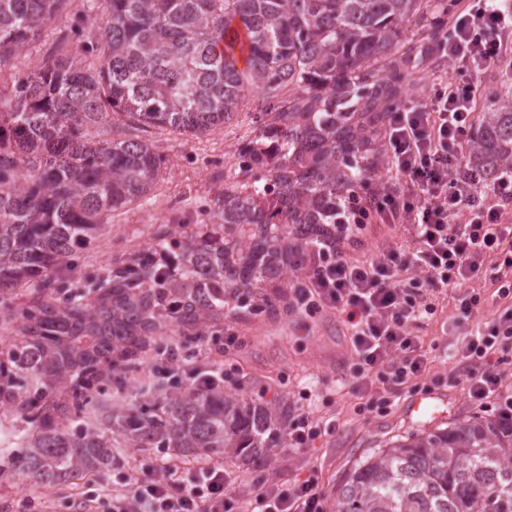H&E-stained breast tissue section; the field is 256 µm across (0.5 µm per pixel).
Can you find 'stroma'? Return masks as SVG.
I'll return each mask as SVG.
<instances>
[{
  "label": "stroma",
  "instance_id": "1",
  "mask_svg": "<svg viewBox=\"0 0 512 512\" xmlns=\"http://www.w3.org/2000/svg\"><path fill=\"white\" fill-rule=\"evenodd\" d=\"M104 19L102 0H72L67 13L0 69V90L10 91L18 76L33 72L52 54L97 65V57L86 52L82 41L63 39L62 34L80 26L86 35H94ZM260 101V95L246 94L229 121L202 135L163 128L145 132V139L164 160L163 169L146 197L113 212L100 242L82 253L79 273L102 271L145 246L158 232L202 223L206 200L223 189L227 176L235 170L240 148L259 132L256 115ZM491 274V263H484L469 283L481 296V309L470 318L460 315V291L440 294L435 313L425 315L414 330L427 352L428 388L401 390L386 412L364 410L363 399L349 387L350 339L343 323L330 312L309 317L290 310V287L285 284L270 291L275 311L258 313L233 302L225 305L217 328H233L245 343L243 349L226 352L213 336H182L172 326L157 329L146 353L101 384L66 422L99 423L105 410L133 402L144 389L166 385V378L149 372L148 367L163 350L179 345L192 354L198 366L223 365L228 377L225 391L243 390L259 401L282 397L288 401L290 416L306 411L334 426L312 447L280 448L272 461L248 467L227 465L236 491H248L265 480L285 484L313 474L327 500H334L337 486L357 461L408 434L474 417H495L496 399L481 407L470 399L456 356L464 337L487 333L494 315L512 304L499 298L490 286ZM306 389L311 392L307 398L302 395ZM417 400L422 409L415 412L411 405ZM152 459V454L127 450L108 474L52 488L36 487L25 475L15 474L0 482V512H33L32 505L38 501L46 502L48 512H67V504L81 501L88 492L121 490V475L149 478L146 466Z\"/></svg>",
  "mask_w": 512,
  "mask_h": 512
}]
</instances>
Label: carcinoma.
Returning <instances> with one entry per match:
<instances>
[{
  "label": "carcinoma",
  "mask_w": 512,
  "mask_h": 512,
  "mask_svg": "<svg viewBox=\"0 0 512 512\" xmlns=\"http://www.w3.org/2000/svg\"><path fill=\"white\" fill-rule=\"evenodd\" d=\"M71 0H0V66ZM103 0L88 52L57 54L0 93V299L22 285L20 336L0 357V408L34 425L0 464L51 488L112 470L122 451L217 456L249 466L287 442L288 400L173 386L122 405L98 426L60 422L66 390L90 388L167 322L197 336L233 300L306 268L341 216L336 191L370 179L375 141L406 81L448 32L457 0ZM418 18L421 38L403 40ZM475 122L466 165L512 173V82ZM286 86L296 93L280 95ZM262 95L261 139L191 234L160 232L97 275L72 280L78 254L112 212L145 195L163 159L137 131L191 135L224 124L247 92ZM117 136H109L111 132ZM333 512H512V419L423 430L361 460Z\"/></svg>",
  "instance_id": "cac0c4a2"
}]
</instances>
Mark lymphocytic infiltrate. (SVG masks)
Returning <instances> with one entry per match:
<instances>
[{"mask_svg":"<svg viewBox=\"0 0 512 512\" xmlns=\"http://www.w3.org/2000/svg\"><path fill=\"white\" fill-rule=\"evenodd\" d=\"M438 52L454 77L432 79L423 101L402 105L385 125L396 181L343 193L352 223L337 226L335 243L318 246L304 287L293 291L294 310L336 313L350 333L351 389L382 407L425 372L412 329L434 313L440 289H462L460 312L474 315L480 298L466 285L494 257L499 293L512 295V175L490 183L465 164L479 79L512 57V0H468ZM371 222L415 225L416 248L382 241L362 257H347L340 240ZM511 346V308L493 319L488 333L463 340L458 356L474 402L500 392L506 376L492 356ZM151 469L152 478H129L123 492L88 498L77 512H325V493L311 475L286 485L266 481L242 496L218 466L159 460Z\"/></svg>","mask_w":512,"mask_h":512,"instance_id":"lymphocytic-infiltrate-1","label":"lymphocytic infiltrate"}]
</instances>
